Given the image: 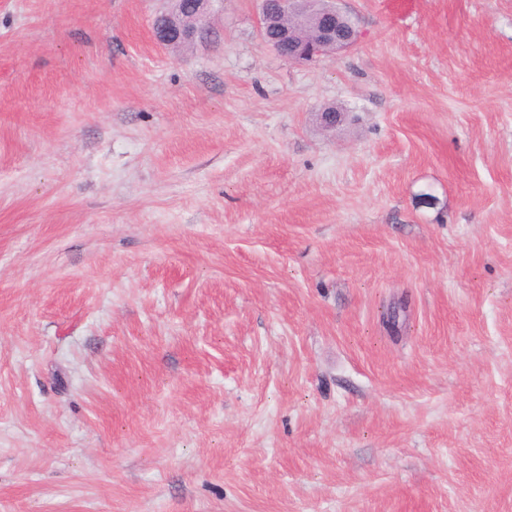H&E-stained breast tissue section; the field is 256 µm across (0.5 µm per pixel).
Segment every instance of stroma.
<instances>
[{"label":"stroma","instance_id":"1","mask_svg":"<svg viewBox=\"0 0 512 512\" xmlns=\"http://www.w3.org/2000/svg\"><path fill=\"white\" fill-rule=\"evenodd\" d=\"M259 7L0 0V512H512V0ZM272 0H262L260 16V35L262 39L277 53L289 60L303 62L315 57L337 53L351 48L357 41L354 27L348 24L350 19L336 7L334 1H329V8L320 17L317 31L313 38L294 47L288 54V42L291 39L292 21L304 12L305 0H285L288 7L280 12L274 10ZM343 18L346 19V26ZM285 48V50H283ZM155 30L157 40L165 45L174 42L191 43L202 34L198 26H177L167 16H163L158 20L157 29Z\"/></svg>","mask_w":512,"mask_h":512}]
</instances>
